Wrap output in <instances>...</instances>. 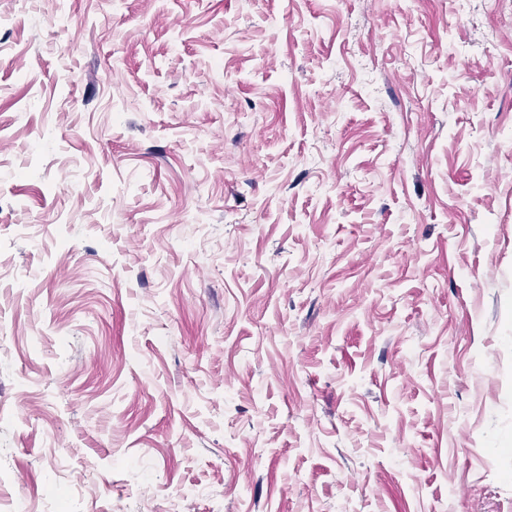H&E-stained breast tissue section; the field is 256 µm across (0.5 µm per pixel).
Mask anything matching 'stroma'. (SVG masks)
<instances>
[{
  "mask_svg": "<svg viewBox=\"0 0 512 512\" xmlns=\"http://www.w3.org/2000/svg\"><path fill=\"white\" fill-rule=\"evenodd\" d=\"M512 512V0H0V512Z\"/></svg>",
  "mask_w": 512,
  "mask_h": 512,
  "instance_id": "stroma-1",
  "label": "stroma"
}]
</instances>
